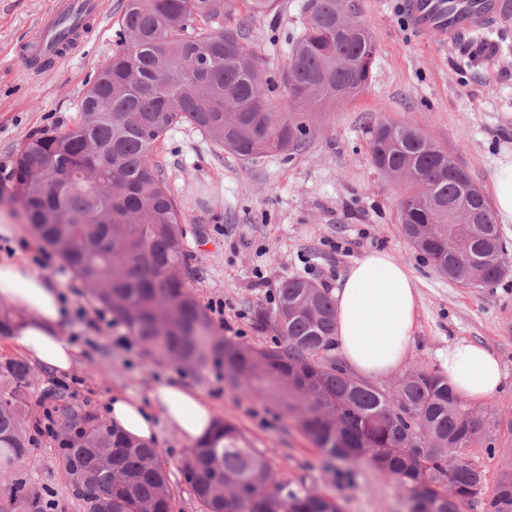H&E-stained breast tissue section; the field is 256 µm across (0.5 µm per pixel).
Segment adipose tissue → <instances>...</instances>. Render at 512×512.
Returning a JSON list of instances; mask_svg holds the SVG:
<instances>
[{
	"mask_svg": "<svg viewBox=\"0 0 512 512\" xmlns=\"http://www.w3.org/2000/svg\"><path fill=\"white\" fill-rule=\"evenodd\" d=\"M492 197L500 223L512 224V151L496 161ZM333 294L336 343L346 364L364 378L394 371L406 357L417 322L419 290L410 270L390 252L374 250L350 266ZM0 305L17 315L5 331L13 349L59 374L77 363L80 350L63 334L69 308L61 286L36 271L22 249L0 257ZM439 360L443 376L462 399L481 403L503 389L501 363L485 346L455 340ZM107 407L114 424L151 442L165 426L192 447L209 439L218 422L204 398L177 384L158 386L146 402L115 393Z\"/></svg>",
	"mask_w": 512,
	"mask_h": 512,
	"instance_id": "1",
	"label": "adipose tissue"
}]
</instances>
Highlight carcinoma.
I'll return each instance as SVG.
<instances>
[{"label":"carcinoma","mask_w":512,"mask_h":512,"mask_svg":"<svg viewBox=\"0 0 512 512\" xmlns=\"http://www.w3.org/2000/svg\"><path fill=\"white\" fill-rule=\"evenodd\" d=\"M226 14L227 0H126L117 49L84 94L79 121L32 135L19 149L14 177L30 234L154 354L188 369L218 366L230 384L294 416L327 456L364 458L395 478L429 504L420 512H463L473 502L483 512H512V473L487 488L466 453L481 418L445 377L414 366L380 389L332 357L329 289L284 282L273 308L252 312L253 330L271 335L260 347L216 335L189 289L183 217L153 159L160 138L188 124L240 157L297 152L312 134V109L362 92L376 55L372 31L349 25L342 0H312L281 77L298 109L276 112L240 29H213ZM370 151L376 168L406 182L399 224L416 251L445 275L468 256L487 282L503 276L498 224L478 186L470 184L466 223H448V205L468 178L448 151L411 124L389 122L371 131ZM38 387L27 360L0 358V472L28 454L25 425ZM42 398L53 401L59 465L84 512H175L159 448L52 389ZM502 432L512 434V419L488 417V452ZM180 469L203 512H343L335 498L286 478L228 419L188 450ZM7 492L19 512H47L25 481Z\"/></svg>","instance_id":"obj_1"}]
</instances>
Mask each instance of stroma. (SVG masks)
I'll list each match as a JSON object with an SVG mask.
<instances>
[{"label":"stroma","instance_id":"obj_1","mask_svg":"<svg viewBox=\"0 0 512 512\" xmlns=\"http://www.w3.org/2000/svg\"><path fill=\"white\" fill-rule=\"evenodd\" d=\"M51 2L0 0V222L16 225L34 268L60 283L70 311L64 333L83 351L65 376L41 369V387L102 414L113 393L145 398L159 384L178 382L233 421L288 479L335 497L343 512H410L409 496L393 478L361 460H330L296 419L256 393L229 386L215 365L187 370L150 353L124 326H94L100 306L88 288L32 240L15 187L17 153L29 136L78 121L86 90L116 47L125 4L103 0L101 16L88 23L76 52L39 68L25 48L39 39ZM346 2L354 19L374 33L372 78L360 95L318 114L305 148L244 159L186 124L157 143L155 158L191 231L188 285L218 335L260 344L264 338L251 326V311L272 306L285 281L304 277L332 289L356 259L389 251L411 270L420 292L404 367L439 371L437 354L452 340L487 346L501 362L505 387L474 409L512 416V224L500 227L509 271L498 282L476 288L441 275L401 233L405 184L376 169L369 150L372 125L413 124L490 192L496 160L512 150V23L439 43L413 28L403 0ZM310 7L311 0H280L276 11L254 15L245 0H229L230 22L259 57L281 112L289 111L290 101L276 79ZM30 436V451L12 477L43 489L56 512H82L61 473L53 437L35 429ZM158 446L168 461L176 512H202L178 469L185 448L176 432L162 428Z\"/></svg>","mask_w":512,"mask_h":512}]
</instances>
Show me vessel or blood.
<instances>
[{
	"mask_svg": "<svg viewBox=\"0 0 512 512\" xmlns=\"http://www.w3.org/2000/svg\"><path fill=\"white\" fill-rule=\"evenodd\" d=\"M100 6V0H55L42 19L46 37L31 48V57L37 61L63 57L54 38L60 21L69 19V42L77 44L88 21L99 15ZM406 10L417 31L437 42L453 43L512 19V5L507 0H406Z\"/></svg>",
	"mask_w": 512,
	"mask_h": 512,
	"instance_id": "1",
	"label": "vessel or blood"
}]
</instances>
